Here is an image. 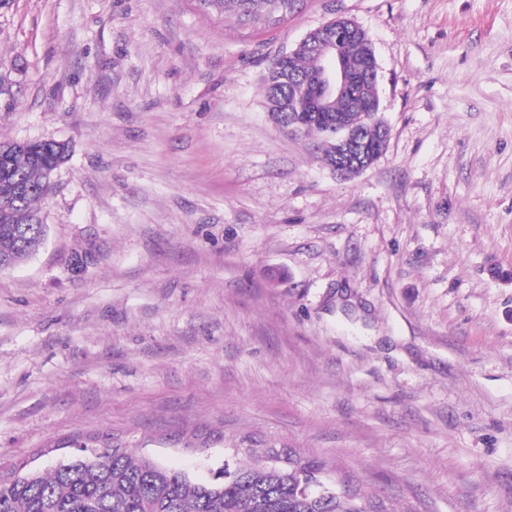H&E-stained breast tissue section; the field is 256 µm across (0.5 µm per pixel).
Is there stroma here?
<instances>
[{
    "label": "stroma",
    "mask_w": 512,
    "mask_h": 512,
    "mask_svg": "<svg viewBox=\"0 0 512 512\" xmlns=\"http://www.w3.org/2000/svg\"><path fill=\"white\" fill-rule=\"evenodd\" d=\"M388 145L336 175L261 78L337 17ZM70 157L0 272V464L96 435L197 481L318 455L386 512H512V0H0V141ZM293 1L300 0H200L204 8L215 9L240 25L252 28L288 21V16L295 11Z\"/></svg>",
    "instance_id": "obj_1"
}]
</instances>
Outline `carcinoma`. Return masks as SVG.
<instances>
[{"mask_svg":"<svg viewBox=\"0 0 512 512\" xmlns=\"http://www.w3.org/2000/svg\"><path fill=\"white\" fill-rule=\"evenodd\" d=\"M252 28L270 27L288 21L295 11L293 0H200ZM336 26L348 28L352 36L345 46L346 66L358 72L375 59L365 32L352 20L339 17ZM313 35L286 65L272 61L262 78L264 103L271 119L286 129L292 125L294 102L314 103L319 98L313 82L323 66L321 48L310 44ZM349 133L363 149L361 170L374 164L387 146L390 130L378 109H347L342 101L331 111L318 112L315 124L302 135L314 136L331 170L338 169L336 137ZM31 187L17 197L13 179ZM15 178L0 177V199L11 203L0 212V258L19 263L32 256L47 237L38 202L52 190L47 165L32 164L17 169ZM78 450L58 466L24 480H0V512H361L368 495L342 494L331 489L310 491L312 478L325 469L321 458L288 451L298 458L286 470H272L265 457L242 460L231 469L224 467L207 483L136 454L120 445L103 444L101 462L92 461L93 444L79 440Z\"/></svg>","mask_w":512,"mask_h":512,"instance_id":"cac0c4a2","label":"carcinoma"}]
</instances>
